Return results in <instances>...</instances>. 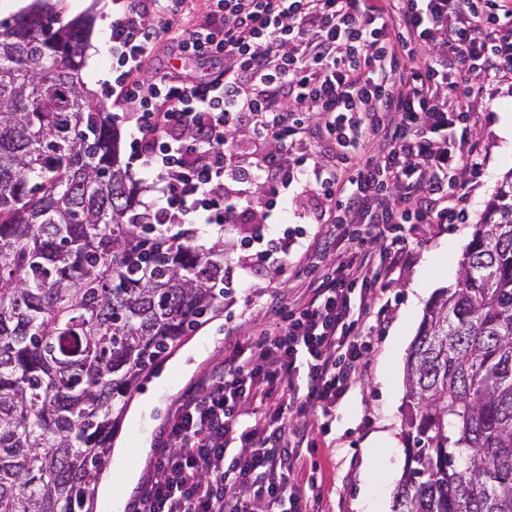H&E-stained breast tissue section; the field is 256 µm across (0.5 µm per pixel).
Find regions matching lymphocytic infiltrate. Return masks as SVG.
Wrapping results in <instances>:
<instances>
[{
	"label": "lymphocytic infiltrate",
	"mask_w": 512,
	"mask_h": 512,
	"mask_svg": "<svg viewBox=\"0 0 512 512\" xmlns=\"http://www.w3.org/2000/svg\"><path fill=\"white\" fill-rule=\"evenodd\" d=\"M185 0H123L112 16V72L130 160L152 177L157 224L217 234L245 187L271 201L297 175L323 198L344 258L312 275L298 308L270 303L250 348L234 346L164 431V452L132 512H308L294 478L307 417L336 406L391 305L389 277L409 253L392 224H457L460 172L482 162L468 102L512 76L507 0H209L208 21L175 35L179 55L223 59L207 79L140 71L174 34ZM250 125L278 155L249 168L232 139ZM317 127L337 166L283 163ZM240 451L226 458L229 443Z\"/></svg>",
	"instance_id": "lymphocytic-infiltrate-1"
}]
</instances>
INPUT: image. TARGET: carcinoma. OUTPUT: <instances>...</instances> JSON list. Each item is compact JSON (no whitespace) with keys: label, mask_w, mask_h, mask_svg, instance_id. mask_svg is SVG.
<instances>
[{"label":"carcinoma","mask_w":512,"mask_h":512,"mask_svg":"<svg viewBox=\"0 0 512 512\" xmlns=\"http://www.w3.org/2000/svg\"><path fill=\"white\" fill-rule=\"evenodd\" d=\"M91 22L0 21V512H93L122 398L224 310V239L149 223L82 78ZM393 512H512V171L407 358Z\"/></svg>","instance_id":"1"}]
</instances>
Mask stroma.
<instances>
[{
    "label": "stroma",
    "instance_id": "1",
    "mask_svg": "<svg viewBox=\"0 0 512 512\" xmlns=\"http://www.w3.org/2000/svg\"><path fill=\"white\" fill-rule=\"evenodd\" d=\"M113 0H58L64 19L92 17L84 52L83 79L95 103L112 105V57L108 42ZM210 58L175 57L168 42H160L143 67L151 76L176 70L194 79H206L217 67ZM473 135L483 159L480 176L462 173L455 191L467 214L463 224H409L411 259L396 269L391 292L396 300L380 336L375 337L366 365L355 385L338 403L331 416L308 418L310 449L306 467L296 481L302 486L315 512H392L395 486L404 470V401L406 360L409 348L426 314L431 298L440 289L454 287L463 252L471 239L472 226L484 211L498 185L512 170V144L500 134L501 113H512V83L503 82L477 94L470 101ZM322 199L297 179L288 189L286 210H268L263 189H253L236 223L224 227V267L233 276L232 292L224 310L183 341L194 348L191 370L177 362L172 350L154 367L151 375L125 399L113 429L123 440L137 466L139 477L130 496L121 503L95 499V512H131L136 497L145 490L150 468L163 449L160 432L183 397L211 369L221 366L229 349L251 339L254 329L267 321L266 304L278 298L283 306L301 304L309 295L304 281L312 267L338 260L332 245L336 228L318 223ZM270 214L275 233L289 232L295 238L287 266L278 274L251 275L256 254L266 249L254 228L263 214ZM151 407L133 415L132 407L143 397ZM382 433L393 444L372 447Z\"/></svg>",
    "mask_w": 512,
    "mask_h": 512
}]
</instances>
